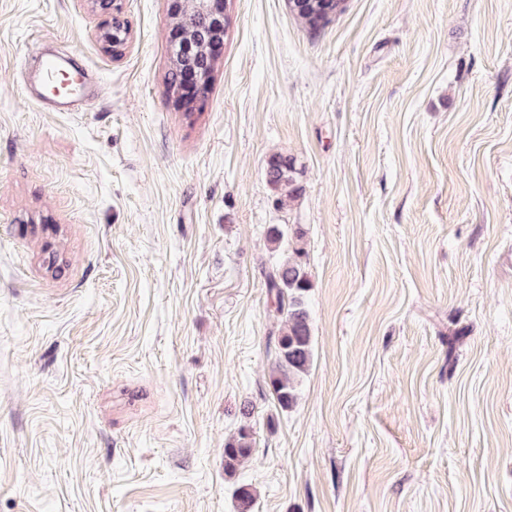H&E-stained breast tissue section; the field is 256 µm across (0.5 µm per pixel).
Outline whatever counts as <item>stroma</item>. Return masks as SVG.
Masks as SVG:
<instances>
[{
    "instance_id": "stroma-1",
    "label": "stroma",
    "mask_w": 512,
    "mask_h": 512,
    "mask_svg": "<svg viewBox=\"0 0 512 512\" xmlns=\"http://www.w3.org/2000/svg\"><path fill=\"white\" fill-rule=\"evenodd\" d=\"M120 4L113 55L107 0H0V512H512V0H227L183 105L169 0ZM46 41L83 110L26 99ZM272 224L311 280L289 411ZM110 3L112 0H107ZM112 2V20L104 25L103 39L107 51L117 54L122 50V46L126 43L127 29L120 23L119 5L116 4L117 0ZM188 68L192 69L195 72V86L189 90H186V92L183 93L180 89L182 93V96L180 97L181 102H184V99L187 102H190L201 98L202 88L210 78V69L207 63H205L199 56L192 57V62L189 64ZM296 159L280 153L270 155L265 164V180L280 205L297 198L302 192ZM253 439L247 426L239 428L237 434L224 444V472L233 474L253 454Z\"/></svg>"
}]
</instances>
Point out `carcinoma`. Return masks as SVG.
<instances>
[{
	"label": "carcinoma",
	"mask_w": 512,
	"mask_h": 512,
	"mask_svg": "<svg viewBox=\"0 0 512 512\" xmlns=\"http://www.w3.org/2000/svg\"><path fill=\"white\" fill-rule=\"evenodd\" d=\"M320 2L322 0H305L303 10L294 13V17L312 29L320 28L314 13V5ZM265 180L281 205L297 198L302 192L296 159L280 153L267 158ZM285 237L288 238L290 254L269 272L266 288L275 298L277 311L285 316L268 381L278 406L287 411L296 406L301 378L311 366L313 340L310 312L306 303V293L311 283L304 261L305 231L295 224L286 232L278 224L271 225L267 230L269 243L276 247ZM253 451L251 431L242 426L224 444V473H234L252 456ZM234 496L236 512H252L255 494L248 486L238 487Z\"/></svg>",
	"instance_id": "cac0c4a2"
}]
</instances>
